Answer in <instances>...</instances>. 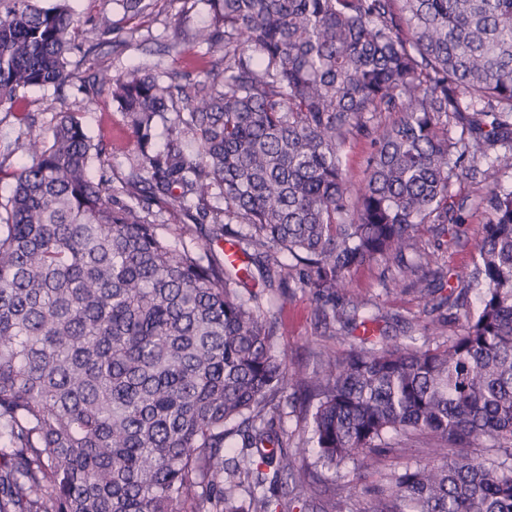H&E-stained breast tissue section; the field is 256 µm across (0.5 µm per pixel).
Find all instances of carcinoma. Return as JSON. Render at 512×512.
Segmentation results:
<instances>
[{"instance_id":"obj_1","label":"carcinoma","mask_w":512,"mask_h":512,"mask_svg":"<svg viewBox=\"0 0 512 512\" xmlns=\"http://www.w3.org/2000/svg\"><path fill=\"white\" fill-rule=\"evenodd\" d=\"M206 4L193 40L223 72L83 83L137 138L125 197L75 112L0 149V512H337L345 469L410 451L428 460L389 468L370 512H512V190L481 196L476 311L419 237L466 222L452 176L512 169V0ZM75 40L70 0H0V106L71 82ZM363 138L355 185L343 156ZM170 198L192 221L180 248L153 211ZM379 260L384 292L432 315L421 335L346 298ZM296 287L348 341L310 373L268 315ZM288 407L309 430L288 432ZM312 448L325 494L303 478Z\"/></svg>"}]
</instances>
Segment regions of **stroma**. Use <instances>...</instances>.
Listing matches in <instances>:
<instances>
[{"label": "stroma", "mask_w": 512, "mask_h": 512, "mask_svg": "<svg viewBox=\"0 0 512 512\" xmlns=\"http://www.w3.org/2000/svg\"><path fill=\"white\" fill-rule=\"evenodd\" d=\"M149 6L138 17L125 14L118 0H76L78 24L77 39L94 42L92 32L101 17L112 21V32L104 36L101 47L89 56L75 52L71 55L72 82L59 91H28L26 98L30 112L35 115L33 133H42L50 125L55 113H78L83 125L94 139L102 141L114 173H121L136 152V138L126 118L113 102L110 93H102L88 100L79 90L80 84L99 68H109L118 74L141 63L178 73L184 80L201 77L203 62L201 49L191 36L209 21L208 8L202 0H148ZM512 189V172H500L474 181L465 177L452 179L449 193L452 200L466 201L469 218L459 225L455 239L437 243L431 235H424L422 244L437 251L439 263L450 270L453 284H466L473 268L475 245L482 236L487 215L479 204L480 196L490 187ZM383 270L380 263H372L352 274L348 288L349 298L361 297L373 311L389 316L390 335L404 331L403 319H423L422 305L414 293L384 294L379 285ZM315 300L307 289H294L288 297L276 298L271 310L283 320L287 333L279 340V349L285 350L289 363L312 366L311 352L324 343L322 330L316 325L313 311Z\"/></svg>", "instance_id": "obj_1"}]
</instances>
